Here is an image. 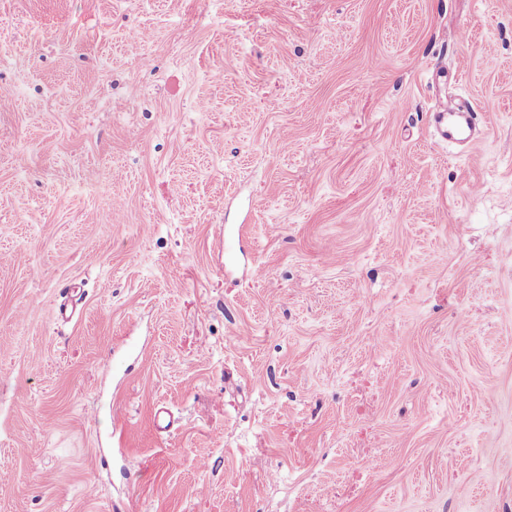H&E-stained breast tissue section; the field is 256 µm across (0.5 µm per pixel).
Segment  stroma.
Masks as SVG:
<instances>
[{
  "label": "stroma",
  "instance_id": "35a3bbf8",
  "mask_svg": "<svg viewBox=\"0 0 512 512\" xmlns=\"http://www.w3.org/2000/svg\"><path fill=\"white\" fill-rule=\"evenodd\" d=\"M0 512H512V0H0ZM476 115L471 104H458L433 112V119L437 133L444 142L465 144L479 138L480 130L475 122Z\"/></svg>",
  "mask_w": 512,
  "mask_h": 512
}]
</instances>
